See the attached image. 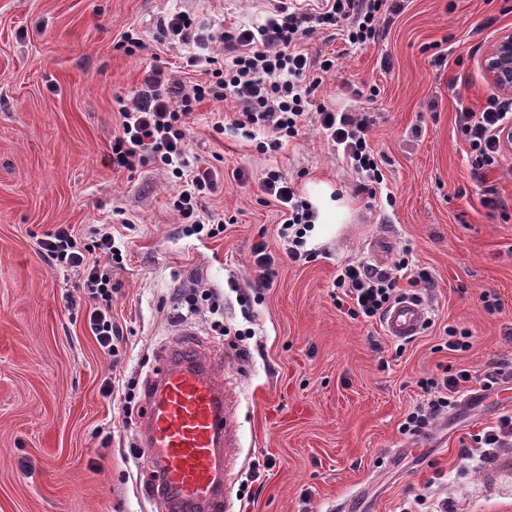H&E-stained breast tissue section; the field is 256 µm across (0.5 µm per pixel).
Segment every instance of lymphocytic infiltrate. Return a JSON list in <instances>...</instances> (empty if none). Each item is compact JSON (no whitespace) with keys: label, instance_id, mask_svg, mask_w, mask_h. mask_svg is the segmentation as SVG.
<instances>
[{"label":"lymphocytic infiltrate","instance_id":"1","mask_svg":"<svg viewBox=\"0 0 512 512\" xmlns=\"http://www.w3.org/2000/svg\"><path fill=\"white\" fill-rule=\"evenodd\" d=\"M391 7L389 0H320L313 11L280 7L264 23H239L214 33L189 12L172 10L160 26L165 43L179 48V61L151 66L132 98L119 109L120 133L112 144V167L134 172L151 164L167 172L176 184L170 207L190 233L215 238L223 222L207 226L203 202L219 188L214 165L190 160L188 125L197 105L204 101L229 102L234 109L215 122L216 134L231 131L251 141L262 155L296 140L307 122L317 121L327 142L341 152L358 174L359 192L376 199L384 175L369 133L370 113L339 110L315 102L316 92L336 69L335 57L316 56L303 47L316 33L342 36L363 45L380 35V23ZM185 71L201 73L199 82L181 80ZM512 128V103L490 96L482 111L464 113L460 129L470 148L468 164L478 174L492 171L503 146L499 134ZM263 192L280 207L284 220L278 230L279 247L293 261L312 258L306 247L307 227L314 211L281 171L271 169L262 179ZM40 247L49 259L75 269L90 305L88 325L104 354L115 357L123 331L112 321V267L122 253L110 229H101L92 244L81 245L72 228L58 227ZM410 247H403L392 267L380 268L366 260L340 264L333 286L341 292L351 319L379 320L403 298L400 281L413 288L434 285L426 270L411 271ZM407 286V287H408ZM471 370L439 366L436 374L421 379L423 400L409 411L403 433L427 434L447 413Z\"/></svg>","mask_w":512,"mask_h":512}]
</instances>
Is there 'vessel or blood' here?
I'll use <instances>...</instances> for the list:
<instances>
[{
    "instance_id": "1",
    "label": "vessel or blood",
    "mask_w": 512,
    "mask_h": 512,
    "mask_svg": "<svg viewBox=\"0 0 512 512\" xmlns=\"http://www.w3.org/2000/svg\"><path fill=\"white\" fill-rule=\"evenodd\" d=\"M428 320L424 306L407 297L383 318L393 339L418 335ZM217 363L203 352L171 349L144 395L138 421L140 445L154 471L151 494L162 512H224V385ZM485 484L512 482V455L498 456L485 472Z\"/></svg>"
}]
</instances>
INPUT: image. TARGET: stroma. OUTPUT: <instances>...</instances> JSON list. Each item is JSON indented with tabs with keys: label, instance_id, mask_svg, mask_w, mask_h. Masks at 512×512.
Wrapping results in <instances>:
<instances>
[{
	"label": "stroma",
	"instance_id": "obj_1",
	"mask_svg": "<svg viewBox=\"0 0 512 512\" xmlns=\"http://www.w3.org/2000/svg\"><path fill=\"white\" fill-rule=\"evenodd\" d=\"M177 6L216 31L275 9L273 0H0V512H158L149 462L136 456L138 429L124 427L119 402L100 388L112 377L150 380L175 343L219 362L232 439L229 512H335L350 496L355 512H400L417 495L447 499L448 512H512L511 488L483 484L473 441L512 410V376L482 401L456 404L428 436L400 431L437 365L481 375L512 363V152L496 174H474L459 123L495 92L482 60L512 30V0H404L375 43L309 41V52L338 59L321 99L372 112L371 143L393 203L357 193L356 175L316 124L261 155L239 135L213 132L230 103L198 105L189 149L217 163L207 216L226 222L211 239L179 224L167 173L116 172L110 163L119 100L150 66L178 54L159 32ZM130 29L147 50H115ZM435 45L444 67L431 64ZM372 87L369 104L362 94ZM271 168L303 198L326 186L347 209L343 223L311 230V261L277 252L282 216L261 188ZM237 169L243 180L233 178ZM491 190L505 212L485 207ZM62 225L84 242L107 227L122 245L112 270V317L125 336L118 358L104 355L89 329L78 272L49 263L39 247ZM260 240L277 253L276 277L243 301L236 291L249 286ZM406 244L413 268L430 271L435 286L429 325L400 343L381 322L345 315L332 281L341 261L389 266ZM194 282L215 293L219 311L174 322ZM484 291L499 296V312L484 310ZM216 319L253 330L247 357L212 331ZM451 326L469 331L468 351L443 349Z\"/></svg>",
	"mask_w": 512,
	"mask_h": 512
}]
</instances>
